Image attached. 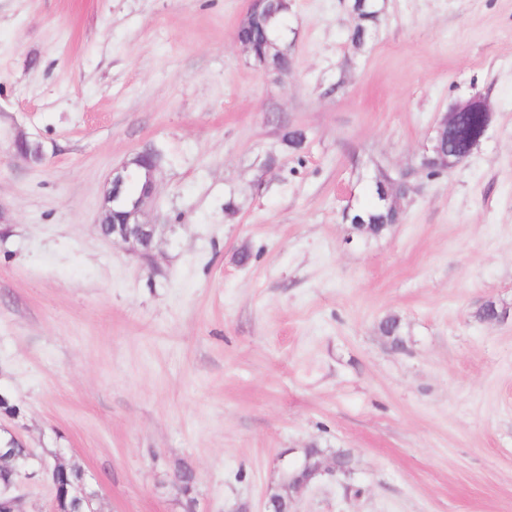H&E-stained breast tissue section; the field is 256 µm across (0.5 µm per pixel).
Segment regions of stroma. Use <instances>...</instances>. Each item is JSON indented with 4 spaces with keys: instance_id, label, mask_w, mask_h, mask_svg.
<instances>
[{
    "instance_id": "35a3bbf8",
    "label": "stroma",
    "mask_w": 512,
    "mask_h": 512,
    "mask_svg": "<svg viewBox=\"0 0 512 512\" xmlns=\"http://www.w3.org/2000/svg\"><path fill=\"white\" fill-rule=\"evenodd\" d=\"M289 3L277 74L235 40L249 0H0L17 430L78 462L106 512H262L314 444L354 469L297 512H512V0H384L358 49L349 0ZM475 95L485 137L424 168L441 114ZM20 134L42 162L16 156ZM148 147L146 260L97 217L113 168ZM382 171L412 190L366 240L343 212ZM489 301L504 319L477 318Z\"/></svg>"
}]
</instances>
